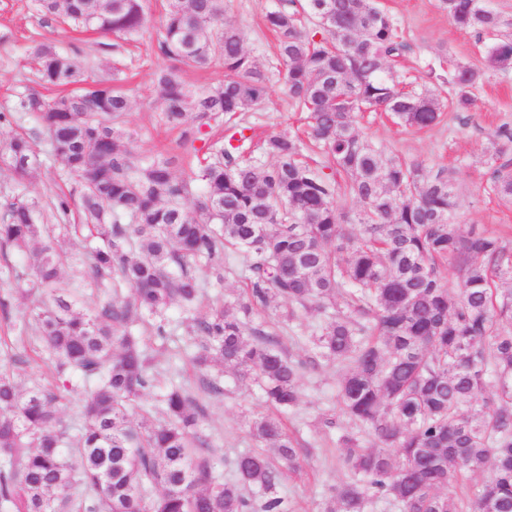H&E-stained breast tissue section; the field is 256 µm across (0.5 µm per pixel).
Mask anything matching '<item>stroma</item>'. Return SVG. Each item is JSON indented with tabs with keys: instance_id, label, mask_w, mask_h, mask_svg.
<instances>
[{
	"instance_id": "obj_1",
	"label": "stroma",
	"mask_w": 512,
	"mask_h": 512,
	"mask_svg": "<svg viewBox=\"0 0 512 512\" xmlns=\"http://www.w3.org/2000/svg\"><path fill=\"white\" fill-rule=\"evenodd\" d=\"M379 3L397 22L410 45L401 64L411 75H418L425 65L439 72L451 63L483 65L482 45L471 34L458 30L447 14L437 8L436 0H379ZM163 5L164 0H144L146 23L137 41L128 43L112 35L77 29L56 17L43 16L36 9V0H0V112L15 114L12 124L0 126V138L13 132L31 137L42 165L30 179L28 190L42 205H49L59 191L75 194L79 188L52 156L35 117L14 110L22 93L33 90L48 100L61 93L60 88L36 81L31 50L39 43L50 44L72 57L90 82L110 77L113 61L122 60L125 69L119 85L132 101L125 144L142 160L160 153L174 156L175 175L188 180L195 178L197 161L176 157L181 132L169 128L163 121L154 83L155 72L168 64L156 51ZM275 5L276 0H224L226 15L238 29L245 49L271 80L272 90L265 101L236 118L237 123L250 129L256 148L254 161L266 166L271 159L261 146L268 136L284 131L299 135L305 129L304 116L292 107L283 76L275 67L276 38L263 22L265 13ZM476 97L477 105L472 111L457 114L445 109L439 124L429 129L403 126L381 112L358 114L356 122L360 131L382 151L401 153L433 171L441 167L456 169L459 179L457 224L465 231L474 226L486 229L512 247V204L500 201L489 191L486 165L494 131L502 124L512 125V74L490 76L478 88ZM59 245L67 253L69 262L56 284L58 293L76 296L78 307L84 312L111 299V292H92L81 287L78 270L86 258L82 238L65 237L60 239ZM244 266L240 254L225 258L224 284L219 288L213 287L209 269L197 270L203 286L200 313H207L214 306L237 311L243 294ZM40 299L37 292L14 294L8 316H0V335L9 338L8 347L0 348V365L9 363L8 349L27 347V340L20 337V327ZM167 318L170 332L167 340L161 342L149 334L143 337L155 357L160 382L196 385L199 374L181 354L187 339L181 324L183 313L174 306ZM324 319V313L302 311L284 324L274 306L252 317L254 324L282 336L297 360L310 355V339ZM346 371L344 365L324 362L304 370L298 382L299 402L285 417L288 429L300 444L312 450L302 472L285 476L277 488L279 495L286 498L296 512H320L334 488L350 480L349 473L338 462L337 444L341 433L353 427L336 403L338 385ZM223 380L224 395L209 401L202 429L215 444L216 473L229 478L233 475L232 459L255 446L250 422L264 407L256 384L237 380L229 371L224 372Z\"/></svg>"
}]
</instances>
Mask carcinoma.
I'll use <instances>...</instances> for the list:
<instances>
[{
  "instance_id": "carcinoma-1",
  "label": "carcinoma",
  "mask_w": 512,
  "mask_h": 512,
  "mask_svg": "<svg viewBox=\"0 0 512 512\" xmlns=\"http://www.w3.org/2000/svg\"><path fill=\"white\" fill-rule=\"evenodd\" d=\"M438 7L458 29L488 39L486 65L458 63L446 79L430 67L427 81L406 91L395 64L408 45L375 0H279L265 22L309 142L271 135L263 151L273 163L256 166L244 158L251 138L232 135L236 144L212 147L200 166L199 195L174 174L172 159L137 160L123 143L132 105L114 78L83 96L73 59L34 47L39 81L69 89L50 101L29 92L15 106L39 118L80 187L77 200L57 194V227L95 242L83 271L89 285L133 293L92 314L78 311L75 299L55 294L67 255L40 224L39 201L20 190L0 203V246L28 258L23 271L6 267L0 290L27 285L49 294L34 321L64 378L53 389L22 392L0 366V512H291L277 486L296 471L298 448L280 414L299 401L302 369L321 360L348 363L337 404L361 426L339 439L352 479L321 512H368L378 500L398 512H512V248L455 224V171H429L378 149L354 120L381 111L427 129L442 116L435 83H448L454 111L469 112L489 74L512 69V36L488 0H438ZM38 11L117 37L145 23L143 0H38ZM157 51L176 62L154 77L173 128L231 119L269 94V78L224 15V0H169ZM215 58L224 65L217 85L183 81V69ZM493 145L491 187L512 204V127H499ZM40 165L27 135L0 145V167L19 182ZM348 198L358 207L346 209ZM226 249L245 257L239 313L197 314L201 283L191 268L215 270L223 285ZM448 260L462 271L453 286L440 277ZM175 302L187 314L200 385L170 384L159 392L165 420L136 423L133 414L149 413L142 398L159 387L138 327L150 318L167 339L165 313ZM273 302L287 321L299 308L331 310L306 360L249 326L251 313ZM215 365L258 382L274 410L253 420L257 447L234 458L229 481L215 473L213 442L200 429L205 397L224 394L205 375ZM489 384L493 397L479 401ZM77 387L86 394L76 400L83 421L72 440L61 401ZM486 469L480 488L453 491L460 474Z\"/></svg>"
}]
</instances>
